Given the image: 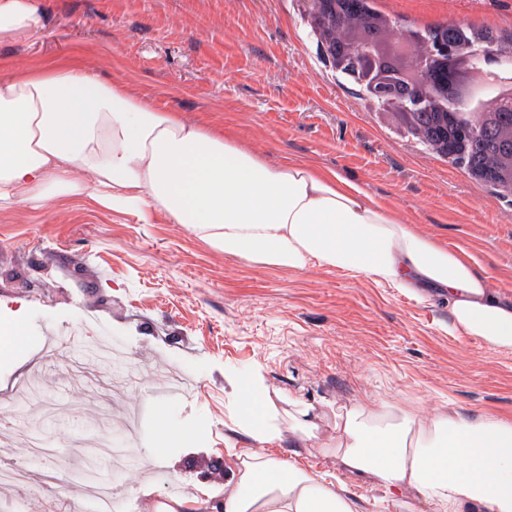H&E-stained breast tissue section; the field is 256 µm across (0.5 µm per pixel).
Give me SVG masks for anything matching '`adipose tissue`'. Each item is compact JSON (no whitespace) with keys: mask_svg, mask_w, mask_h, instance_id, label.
Instances as JSON below:
<instances>
[{"mask_svg":"<svg viewBox=\"0 0 512 512\" xmlns=\"http://www.w3.org/2000/svg\"><path fill=\"white\" fill-rule=\"evenodd\" d=\"M43 27L34 0H0V43ZM91 192L103 206L162 213L217 252L293 271L336 269L422 298L439 289L448 332L512 349V304L473 264L414 233L396 210L334 170L273 164L230 132L185 121L123 80L66 60L0 79V208L34 209ZM234 455L215 512H359L333 474L262 453L315 438L313 405L270 391L259 370L238 376ZM346 471L367 473L392 503L415 490L434 512H512V422L451 410L389 420L357 409L339 423ZM463 457V468L452 466Z\"/></svg>","mask_w":512,"mask_h":512,"instance_id":"obj_1","label":"adipose tissue"}]
</instances>
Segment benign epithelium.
<instances>
[{
  "instance_id": "benign-epithelium-1",
  "label": "benign epithelium",
  "mask_w": 512,
  "mask_h": 512,
  "mask_svg": "<svg viewBox=\"0 0 512 512\" xmlns=\"http://www.w3.org/2000/svg\"><path fill=\"white\" fill-rule=\"evenodd\" d=\"M338 2L310 0L317 28L324 36L332 28L331 20H336L338 26L344 21ZM387 38L398 47L415 44L417 50L397 61L380 49L381 40L376 35L347 47L329 42L327 49L336 70L360 85L370 101L383 109L397 108L404 113L411 134L419 135L415 130L419 116L446 113V154L456 166L471 170L474 163L465 146L475 142L486 121L484 109L474 105L463 85V66L471 60L493 77L511 73L500 45L487 33L461 22L429 32L394 23Z\"/></svg>"
}]
</instances>
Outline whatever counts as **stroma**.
I'll list each match as a JSON object with an SVG mask.
<instances>
[{
	"mask_svg": "<svg viewBox=\"0 0 512 512\" xmlns=\"http://www.w3.org/2000/svg\"><path fill=\"white\" fill-rule=\"evenodd\" d=\"M43 27L0 45V78L71 59L121 79L189 122L231 130L272 163L304 160L342 173L464 252L512 302V201L409 134L321 49L305 0H37ZM410 29L455 21L512 41V0H375ZM27 341L0 354V446L30 488L0 493V512H69L41 482L57 469L76 492L117 497L147 484L138 512L168 496L223 492L233 370L261 366L270 389L315 406L317 440L298 461L340 476L360 512L383 490L344 472L336 424L365 408L400 415L491 414L512 421V350L448 333V303L338 270L291 272L216 252L163 214L149 220L89 195L52 209L0 210V323ZM73 328L63 359H41L37 325ZM192 378V397L164 382ZM196 440L157 452L165 423Z\"/></svg>",
	"mask_w": 512,
	"mask_h": 512,
	"instance_id": "1",
	"label": "stroma"
}]
</instances>
